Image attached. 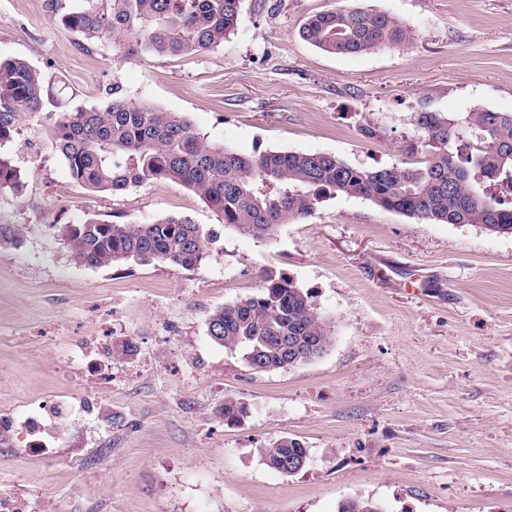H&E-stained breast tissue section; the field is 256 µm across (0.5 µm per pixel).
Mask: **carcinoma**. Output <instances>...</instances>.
<instances>
[{
    "instance_id": "carcinoma-1",
    "label": "carcinoma",
    "mask_w": 512,
    "mask_h": 512,
    "mask_svg": "<svg viewBox=\"0 0 512 512\" xmlns=\"http://www.w3.org/2000/svg\"><path fill=\"white\" fill-rule=\"evenodd\" d=\"M65 14L69 30L92 40H112L128 56L201 55L234 30L240 0H84ZM302 38L335 55L395 48L411 32L392 16L336 9L310 17ZM45 75L20 58H0V141L11 135L15 115L41 112ZM421 167H353L332 154L265 151L242 155L209 145L176 112L130 101L114 90L94 108L63 112L52 146L71 177L88 190L117 194L130 186L170 180L196 194L224 226L255 238L311 216L330 194L362 197L377 206L429 224H478L512 235V113L477 108L417 113ZM20 171L0 157V191H18ZM63 234L75 258L91 267L114 264H199L217 237L186 218L149 224L88 219ZM211 339L242 349L247 363L263 372L288 365V337L314 353L327 350L332 322L318 314L310 296L283 276L267 273L258 294L216 309L208 322ZM224 420L238 422L247 408L224 401ZM307 448L280 438L264 449L275 470L290 454Z\"/></svg>"
}]
</instances>
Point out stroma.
<instances>
[{"mask_svg": "<svg viewBox=\"0 0 512 512\" xmlns=\"http://www.w3.org/2000/svg\"><path fill=\"white\" fill-rule=\"evenodd\" d=\"M81 6L0 0V58L52 85L0 142L24 181L0 193V222L23 230L0 244V411L21 422L49 397L63 409L44 417V455L23 454V433L0 436V494L20 512H339L349 500L512 512V235L330 195L260 240L169 180L90 191L52 147L62 111L115 87L243 154L417 166V112L512 113V0H241L224 43L177 57L80 38L61 17ZM336 8L389 14L412 38L354 56L302 39ZM171 216L218 232L194 268L89 267L62 234ZM269 270L310 294L334 338L309 362L256 373L207 326ZM229 399L246 406L241 422L221 416ZM282 437L308 450L292 476L263 461Z\"/></svg>", "mask_w": 512, "mask_h": 512, "instance_id": "obj_1", "label": "stroma"}]
</instances>
